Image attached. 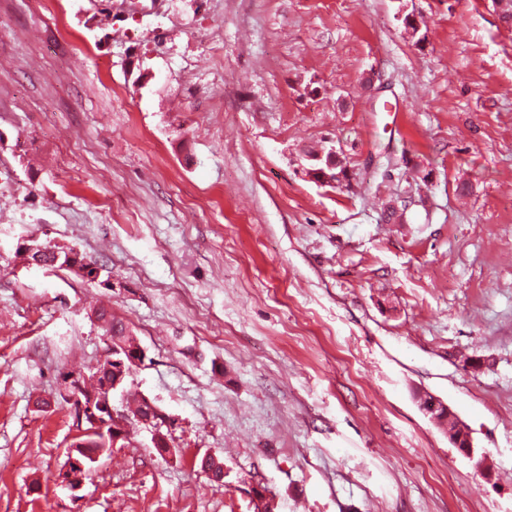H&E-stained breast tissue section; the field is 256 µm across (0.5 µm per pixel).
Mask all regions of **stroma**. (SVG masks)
I'll return each mask as SVG.
<instances>
[{"mask_svg":"<svg viewBox=\"0 0 512 512\" xmlns=\"http://www.w3.org/2000/svg\"><path fill=\"white\" fill-rule=\"evenodd\" d=\"M0 14V512H262L256 484L273 512H512V22L492 0ZM311 149L349 181L314 182ZM30 240L112 287L19 266ZM100 305L177 452L133 430L73 492L63 377L106 357ZM420 410L448 433L449 442L472 462L478 472L487 469V458L475 451L474 440L468 428L462 424L448 405L440 398L431 394L418 396Z\"/></svg>","mask_w":512,"mask_h":512,"instance_id":"1","label":"stroma"}]
</instances>
